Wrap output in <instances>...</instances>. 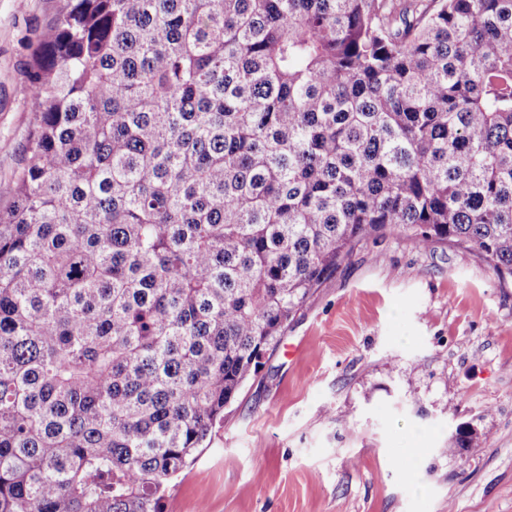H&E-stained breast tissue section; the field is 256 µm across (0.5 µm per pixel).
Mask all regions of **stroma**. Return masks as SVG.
Here are the masks:
<instances>
[{
    "label": "stroma",
    "mask_w": 512,
    "mask_h": 512,
    "mask_svg": "<svg viewBox=\"0 0 512 512\" xmlns=\"http://www.w3.org/2000/svg\"><path fill=\"white\" fill-rule=\"evenodd\" d=\"M65 0H0V206ZM346 416L339 424L338 416ZM461 427L479 447L449 453ZM512 512V282L391 234L354 249L170 482L166 512Z\"/></svg>",
    "instance_id": "35a3bbf8"
}]
</instances>
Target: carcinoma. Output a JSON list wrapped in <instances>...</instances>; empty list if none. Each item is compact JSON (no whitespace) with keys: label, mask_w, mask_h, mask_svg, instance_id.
<instances>
[{"label":"carcinoma","mask_w":512,"mask_h":512,"mask_svg":"<svg viewBox=\"0 0 512 512\" xmlns=\"http://www.w3.org/2000/svg\"><path fill=\"white\" fill-rule=\"evenodd\" d=\"M31 81L0 512H164L367 236L512 278V0H66Z\"/></svg>","instance_id":"obj_1"}]
</instances>
